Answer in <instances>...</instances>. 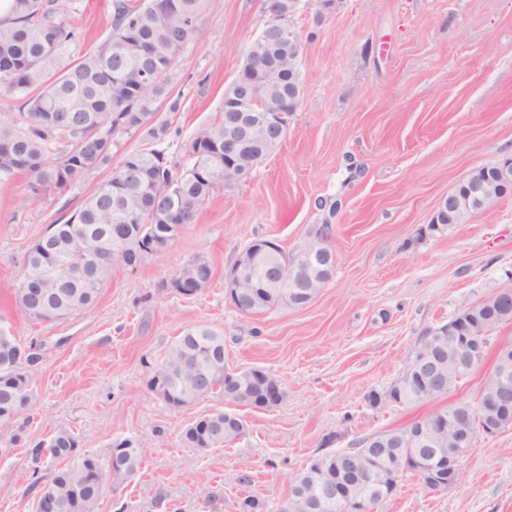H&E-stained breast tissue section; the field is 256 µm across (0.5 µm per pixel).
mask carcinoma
<instances>
[{
    "mask_svg": "<svg viewBox=\"0 0 512 512\" xmlns=\"http://www.w3.org/2000/svg\"><path fill=\"white\" fill-rule=\"evenodd\" d=\"M67 0H7V14L0 18V68L11 72L0 86L22 100V125L0 120V145L11 146L13 159L0 165V175L24 172L33 194L66 189L88 171L110 160L112 137L132 130L147 131L160 139L163 130L152 126L153 105L163 93L164 80L184 44L214 0H112V24L106 39L94 50L69 62L67 47L76 39V26L61 17ZM294 55L288 42L269 46L253 41L247 61L277 62L285 71ZM259 97L256 112L273 105L282 123L296 111L288 89L267 82L268 70L254 68ZM191 165L178 170L165 152L149 149L127 154L113 176L63 224H54L46 243L35 242L28 250L25 274L15 290L18 310L38 323L66 319L90 307L101 286L120 265L134 267L148 252L140 240L146 224H170L172 231L193 222L201 206L219 185L235 184L224 178V165L212 164L207 174L194 173L212 157L224 156V117L202 127L188 147ZM325 282L311 288H290L288 294L261 295L253 311L286 310L311 301ZM470 314L487 321L493 330L512 323V309L493 313L486 306ZM433 346L439 366L432 375L442 383L417 375V359L411 372L393 382L386 394L394 407L422 404L453 392L472 373L466 354L448 337L423 334L420 348ZM42 359L40 346L24 345L10 323L0 319V428L12 432L0 457L21 442L16 422L32 406L37 394L31 368ZM234 380L248 395L260 390L256 370L229 373L224 362V333L197 326L176 337L162 359L152 367L146 387L169 406L181 408L216 395L214 388ZM465 418L466 430L478 442L483 417L470 402L459 401L420 421H433V446L422 439L412 444L421 449L420 462L408 455L405 442L415 428H400L364 436L351 447L315 454L289 477V491L275 503L274 512H348L350 503L365 499L374 508L389 498L395 486L366 484L364 466L391 469L397 479L421 477L424 467L457 468L467 447L456 444L455 429ZM241 433L215 409L193 421L184 439L198 448L222 447ZM78 437L59 429L49 441L29 449L36 463L49 461L51 479L32 473L34 506L42 500L55 503V512H99L106 489L132 479L140 471L147 449L130 438L121 440L107 457L79 453Z\"/></svg>",
    "mask_w": 512,
    "mask_h": 512,
    "instance_id": "cac0c4a2",
    "label": "carcinoma"
}]
</instances>
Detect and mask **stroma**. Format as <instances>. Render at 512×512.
I'll use <instances>...</instances> for the list:
<instances>
[{
	"label": "stroma",
	"mask_w": 512,
	"mask_h": 512,
	"mask_svg": "<svg viewBox=\"0 0 512 512\" xmlns=\"http://www.w3.org/2000/svg\"><path fill=\"white\" fill-rule=\"evenodd\" d=\"M70 15L79 28L66 52L73 60L108 36L112 0H70ZM266 19V0H218L203 13L154 104L161 142L116 134L110 163L47 195L30 191L26 173L0 177V316L44 355L32 376L38 402L22 417L26 445L0 459V512H33L27 448L61 428L101 456L126 436L149 447L100 512H242L248 497L269 505L315 453L475 402L500 349L512 348V324L499 326L448 396L399 408L369 402L402 376L426 330L512 284V195L466 223L426 231L473 170L512 157V0H343L332 14L301 0L303 98L278 150L246 180L214 188L163 253L117 268L90 308L41 324L16 309L29 247L79 211L114 165L157 145L171 163H188L193 136L219 119ZM324 224L336 263L310 303L255 314L234 307L225 275L251 242L291 252ZM196 256L214 277L181 295L172 280ZM201 324L223 331L228 368H261L283 393L271 407H237L246 432L209 450L182 433L220 400L175 409L145 385L170 342ZM457 469L444 491L404 477L376 512H512V427L480 438Z\"/></svg>",
	"instance_id": "stroma-1"
}]
</instances>
